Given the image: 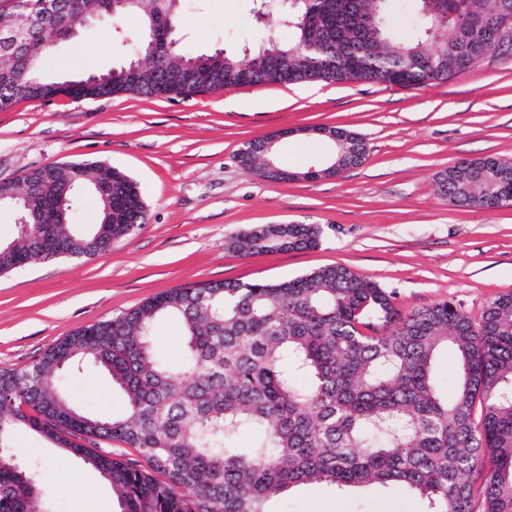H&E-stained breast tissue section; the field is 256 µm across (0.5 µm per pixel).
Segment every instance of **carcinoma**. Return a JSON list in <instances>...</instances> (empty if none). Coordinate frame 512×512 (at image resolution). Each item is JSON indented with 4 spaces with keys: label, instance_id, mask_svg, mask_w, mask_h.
Listing matches in <instances>:
<instances>
[{
    "label": "carcinoma",
    "instance_id": "obj_1",
    "mask_svg": "<svg viewBox=\"0 0 512 512\" xmlns=\"http://www.w3.org/2000/svg\"><path fill=\"white\" fill-rule=\"evenodd\" d=\"M191 0H129L134 57L95 77L48 76L43 59L82 35L78 17L105 13L104 0H60L56 13L26 26L0 51V111L60 94L92 100L119 93L191 97L224 86L386 82L418 87L471 70L512 17V0H414L416 35L400 38L379 0H252L264 30L241 59L223 49L188 56L181 14ZM40 0H0V23ZM288 27L283 43L272 21ZM335 157L362 163L361 137L331 130ZM262 154L250 142L247 167ZM76 180L106 187L89 232L72 222ZM457 206H512V163L460 161L437 175ZM33 203L27 230L0 246V268L92 258L136 235L147 219L138 183L100 162L42 166L17 184ZM65 192L66 223L49 224ZM319 224H274L231 240L246 255L319 245ZM176 317L180 364L159 359L154 323ZM459 362L454 394L440 391L437 354ZM91 359L126 397L122 416L80 410L59 384ZM30 429L81 459L112 487L119 512H270L293 487H389L426 503L424 512H512V295L489 302L475 323L443 300L403 316L396 292L344 265L282 281L203 282L173 288L116 317L71 331L23 370H0V512H50L37 470L13 446ZM253 436L243 448L239 438ZM117 440L136 466L94 449Z\"/></svg>",
    "mask_w": 512,
    "mask_h": 512
}]
</instances>
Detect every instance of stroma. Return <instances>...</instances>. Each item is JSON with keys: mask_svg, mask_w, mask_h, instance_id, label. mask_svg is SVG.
Here are the masks:
<instances>
[{"mask_svg": "<svg viewBox=\"0 0 512 512\" xmlns=\"http://www.w3.org/2000/svg\"><path fill=\"white\" fill-rule=\"evenodd\" d=\"M136 18H105L46 61L51 71H106L132 55ZM185 52L244 54L258 28L250 0H202L184 18ZM321 127L361 136L367 155L339 175L304 179L332 143ZM273 138L290 181H268L239 159L245 143ZM512 162V54L419 88L382 82L263 84L146 98L22 101L0 112V180L20 181L52 162L91 160L138 182L147 223L91 259L36 263L0 275V370H21L74 329L118 316L183 285L279 281L341 263L397 294L407 314L450 300L480 321L512 294V207H458L437 173L460 160ZM320 224L317 248L243 255L231 238L268 224ZM80 408L119 416L124 395L86 366L63 374ZM14 445L36 465L54 512H115L110 485L49 440L20 432ZM77 491L64 489V481ZM422 512L394 489L324 484L292 488L272 512Z\"/></svg>", "mask_w": 512, "mask_h": 512, "instance_id": "35a3bbf8", "label": "stroma"}]
</instances>
